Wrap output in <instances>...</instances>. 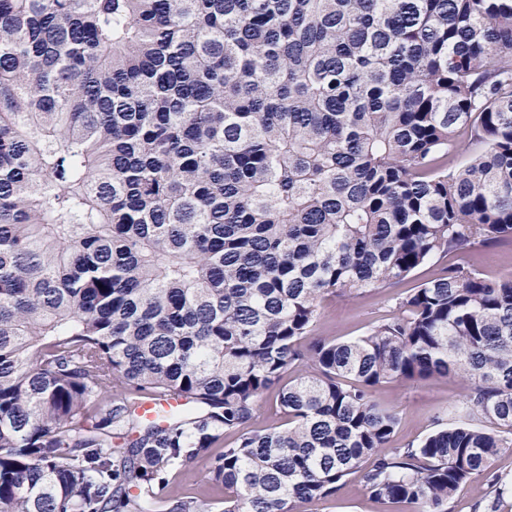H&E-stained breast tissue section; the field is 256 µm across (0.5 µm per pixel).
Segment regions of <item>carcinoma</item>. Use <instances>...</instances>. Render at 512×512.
Masks as SVG:
<instances>
[{
  "mask_svg": "<svg viewBox=\"0 0 512 512\" xmlns=\"http://www.w3.org/2000/svg\"><path fill=\"white\" fill-rule=\"evenodd\" d=\"M511 243L512 0H0V512H294L358 472L495 502L512 272L305 340L330 296ZM449 376L457 420L392 445L377 391ZM199 458L222 497L171 491ZM282 421L281 414L277 411L276 394L275 392H268L260 399L250 428L264 429L271 425L280 424ZM482 500V485L478 482L467 483L457 495L456 512H471L474 505Z\"/></svg>",
  "mask_w": 512,
  "mask_h": 512,
  "instance_id": "cac0c4a2",
  "label": "carcinoma"
}]
</instances>
